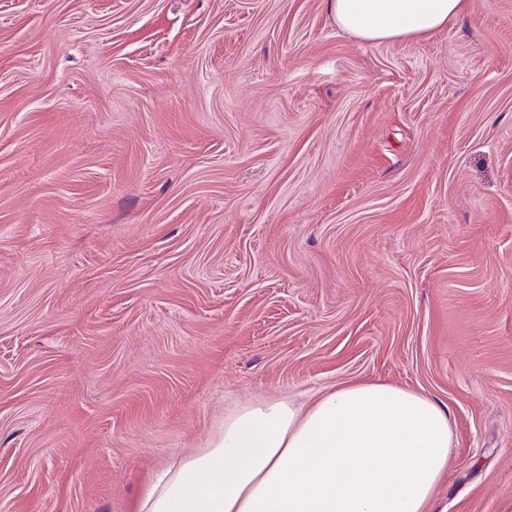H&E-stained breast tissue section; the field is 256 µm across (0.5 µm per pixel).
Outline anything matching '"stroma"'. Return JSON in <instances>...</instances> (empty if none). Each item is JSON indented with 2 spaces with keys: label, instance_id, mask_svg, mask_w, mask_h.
<instances>
[{
  "label": "stroma",
  "instance_id": "stroma-1",
  "mask_svg": "<svg viewBox=\"0 0 512 512\" xmlns=\"http://www.w3.org/2000/svg\"><path fill=\"white\" fill-rule=\"evenodd\" d=\"M0 0V512H138L249 401L447 407L512 512V0ZM336 25L380 43L425 38L474 7L472 0H325Z\"/></svg>",
  "mask_w": 512,
  "mask_h": 512
}]
</instances>
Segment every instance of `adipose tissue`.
<instances>
[{
    "label": "adipose tissue",
    "mask_w": 512,
    "mask_h": 512,
    "mask_svg": "<svg viewBox=\"0 0 512 512\" xmlns=\"http://www.w3.org/2000/svg\"><path fill=\"white\" fill-rule=\"evenodd\" d=\"M337 26L380 43L425 38L473 0H326ZM453 430L433 398L351 382L307 407L237 408L209 440L161 470L139 512H427Z\"/></svg>",
    "instance_id": "obj_1"
}]
</instances>
